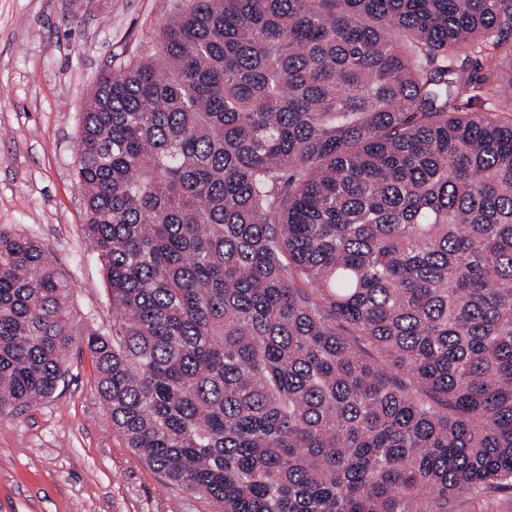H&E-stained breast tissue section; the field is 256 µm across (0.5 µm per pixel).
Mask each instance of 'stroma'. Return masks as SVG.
I'll return each mask as SVG.
<instances>
[{
    "label": "stroma",
    "mask_w": 512,
    "mask_h": 512,
    "mask_svg": "<svg viewBox=\"0 0 512 512\" xmlns=\"http://www.w3.org/2000/svg\"><path fill=\"white\" fill-rule=\"evenodd\" d=\"M186 0H0V228L39 240L69 281L77 322L112 325L84 233L77 139L99 76L155 54ZM0 512H224L169 483L113 427L84 346L55 391L0 417Z\"/></svg>",
    "instance_id": "1"
}]
</instances>
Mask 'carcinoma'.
Masks as SVG:
<instances>
[{"mask_svg": "<svg viewBox=\"0 0 512 512\" xmlns=\"http://www.w3.org/2000/svg\"><path fill=\"white\" fill-rule=\"evenodd\" d=\"M511 88L512 0H187L83 112L112 332L0 229V414L81 335L112 425L224 512H504Z\"/></svg>", "mask_w": 512, "mask_h": 512, "instance_id": "1", "label": "carcinoma"}]
</instances>
